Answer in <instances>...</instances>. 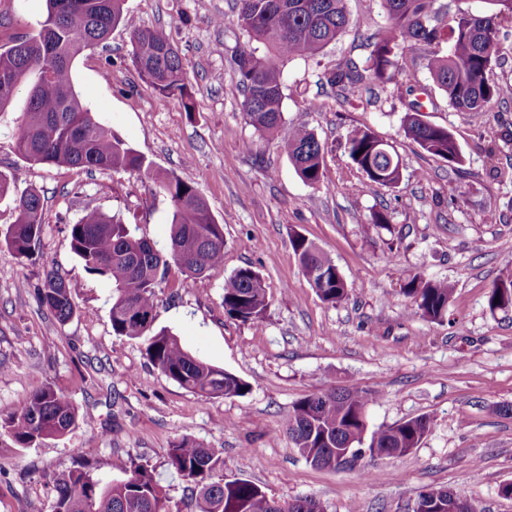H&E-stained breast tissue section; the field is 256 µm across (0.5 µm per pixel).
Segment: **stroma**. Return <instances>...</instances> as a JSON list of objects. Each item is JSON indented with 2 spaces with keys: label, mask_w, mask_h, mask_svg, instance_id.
Segmentation results:
<instances>
[{
  "label": "stroma",
  "mask_w": 512,
  "mask_h": 512,
  "mask_svg": "<svg viewBox=\"0 0 512 512\" xmlns=\"http://www.w3.org/2000/svg\"><path fill=\"white\" fill-rule=\"evenodd\" d=\"M124 8L141 26L164 27L178 47L193 112L176 98L158 102L122 27L74 60V89L154 170L193 184L223 224L222 264L199 276L170 266L155 326L250 390L204 398L160 374L140 340L113 334L112 284L88 273L70 248V224L97 209L168 250L172 205L153 178L25 163L9 134L12 118H1L0 173L13 177L16 192L39 191L43 233L29 261L0 245V414L49 385L95 423L30 448L0 430V512H51L53 474L100 458L109 462L103 481L142 461L182 502L184 485L164 457L181 437L223 450L220 478L252 481L280 502L312 497L324 512H413L420 491L460 486L478 512H512V498L500 493L512 482V415L501 412L512 405V307L488 303L493 285L512 278V98L478 119L456 111L424 57L403 49L392 81L337 96L326 73L349 60L365 64L367 40L385 24L381 0H346L343 36L315 57L290 59L283 72L285 126L306 127L325 149V184L316 188L241 109L231 76L247 37L234 0H125ZM45 17L46 0H0V50L37 33ZM415 99L426 121L453 134L462 163L405 135ZM365 126L401 159L395 187L370 183L346 152L349 132ZM377 211L387 213L386 226L370 227ZM296 233L336 264L348 299L331 305L317 296L291 248ZM247 266L261 274L268 305L259 321L244 323L225 313L223 293L225 279ZM51 269L75 306L64 323L36 298ZM414 273L453 285L443 319L412 313L402 288ZM348 384L377 394L369 430L428 415L431 431L402 457L312 466L283 423L306 395Z\"/></svg>",
  "instance_id": "obj_1"
}]
</instances>
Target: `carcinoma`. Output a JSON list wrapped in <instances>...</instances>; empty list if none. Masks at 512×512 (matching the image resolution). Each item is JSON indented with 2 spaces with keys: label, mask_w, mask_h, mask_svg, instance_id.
Segmentation results:
<instances>
[{
  "label": "carcinoma",
  "mask_w": 512,
  "mask_h": 512,
  "mask_svg": "<svg viewBox=\"0 0 512 512\" xmlns=\"http://www.w3.org/2000/svg\"><path fill=\"white\" fill-rule=\"evenodd\" d=\"M46 2L40 31L18 37L0 52V82L6 80L11 86L7 93L0 87V118L13 105L14 89L23 83L28 86L24 112L15 119L16 154L28 164L67 166L88 173L151 174L146 158L81 102L73 85L72 64L121 24L131 34L136 71L154 89L158 102L176 97L191 113L193 95L178 48L164 28L142 27L124 13V0ZM486 2L490 9L482 14L458 13L444 20L438 17V0H382L387 25L369 37L368 77L380 84L390 81L398 64L394 49L401 44L424 54L432 81L450 106L481 117L512 94V88L488 78L501 60V20L512 17V0ZM235 9L237 24L249 38L235 53L232 76L246 119L260 136L277 139L280 151L306 184L319 187L324 178V147L302 126L283 130V67L292 57H314L338 40L349 24L345 0H235ZM252 41L265 51L257 53L250 46ZM443 42L448 43L445 54L439 50ZM362 80L354 64L339 67L326 78L345 99ZM404 132L426 152L450 164L462 162L452 134L423 120L416 100L409 103ZM346 147L352 163L369 182L383 187L398 183V156L370 129L352 131ZM154 179L173 206L169 255L143 252L144 238L121 219L95 209L70 225L71 249L86 271L112 282L109 320L115 335L142 340L149 362L189 392L205 398L243 397L248 383L190 354L171 332L154 328L156 288L164 281L169 262L196 276L220 265L224 257V225L215 220L196 187L173 175L156 174ZM6 197L12 198L16 218L0 231V243L18 258L30 260L42 234V198L35 190L13 194L12 181L0 173V200ZM291 247L322 301L336 305L348 298L344 276L313 241L295 234ZM453 291L448 282L427 281L419 274L409 276L402 288L416 313L432 320L444 316ZM37 300L61 323L74 314L69 287L53 270L46 272ZM223 302L232 318L260 319L267 296L259 272L251 267L236 270L224 281ZM489 305H512V279L493 286ZM374 399L375 393L357 386L331 387L297 401L284 428L312 465L338 467L342 462L336 449L362 445L368 429L362 412ZM87 423L72 401L50 385L31 393L21 407L0 415V428L21 448L62 437ZM432 425L430 417L420 416L380 428L372 432L366 451L372 456H404L419 446ZM166 464L187 483L195 512H323L314 498L281 503L248 480H214L223 465V450L190 438L171 443ZM106 466L101 459L57 473L52 478L51 512H180L149 464L133 462L124 478L104 482L95 472Z\"/></svg>",
  "instance_id": "obj_1"
}]
</instances>
